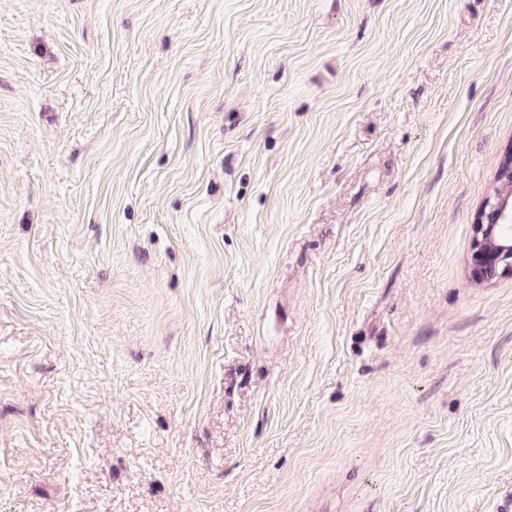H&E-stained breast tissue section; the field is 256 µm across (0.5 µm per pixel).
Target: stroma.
Listing matches in <instances>:
<instances>
[{
    "mask_svg": "<svg viewBox=\"0 0 512 512\" xmlns=\"http://www.w3.org/2000/svg\"><path fill=\"white\" fill-rule=\"evenodd\" d=\"M512 0H0V512H512ZM486 206H490L495 213V223L500 221L511 223L512 221L511 208L509 212L507 201L491 202V200H487L478 213L475 222L476 236L470 259L471 271L477 282H483L497 275L512 274V225L495 224L493 221L481 218ZM504 231L509 234V245H501L495 241V236Z\"/></svg>",
    "mask_w": 512,
    "mask_h": 512,
    "instance_id": "35a3bbf8",
    "label": "stroma"
}]
</instances>
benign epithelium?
Segmentation results:
<instances>
[{"label": "benign epithelium", "instance_id": "benign-epithelium-1", "mask_svg": "<svg viewBox=\"0 0 512 512\" xmlns=\"http://www.w3.org/2000/svg\"><path fill=\"white\" fill-rule=\"evenodd\" d=\"M495 213V221L476 218V236L473 244L470 265L474 280L483 282L502 274H512V244L496 243L495 236L512 231V213L506 201H486Z\"/></svg>", "mask_w": 512, "mask_h": 512}]
</instances>
